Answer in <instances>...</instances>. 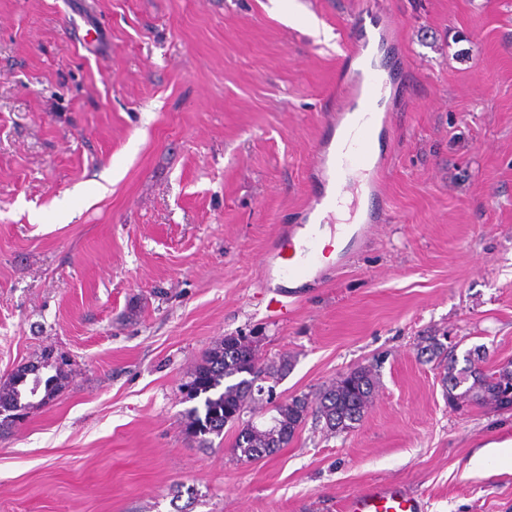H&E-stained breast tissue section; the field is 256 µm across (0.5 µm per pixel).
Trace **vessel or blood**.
<instances>
[{"label":"vessel or blood","instance_id":"b4317fda","mask_svg":"<svg viewBox=\"0 0 512 512\" xmlns=\"http://www.w3.org/2000/svg\"><path fill=\"white\" fill-rule=\"evenodd\" d=\"M380 25L373 17L354 21L349 28V45L336 73V107L326 119L331 133L315 149L312 174L317 185L306 204L300 223L286 227L274 243L261 286L266 293L289 297V286L320 280V237L323 232L340 234L349 245L367 237L372 225L380 223L381 210L368 209L365 222L356 226L337 223L336 203L352 191L350 172L361 169L370 191L380 189L382 172L390 156H376L372 136L376 127L390 126L392 111L383 109L387 80L351 66L352 59L380 37ZM424 505L402 485L386 483L350 495L343 512H423Z\"/></svg>","mask_w":512,"mask_h":512}]
</instances>
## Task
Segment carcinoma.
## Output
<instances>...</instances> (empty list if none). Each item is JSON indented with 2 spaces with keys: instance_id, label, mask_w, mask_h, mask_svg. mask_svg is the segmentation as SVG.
I'll return each mask as SVG.
<instances>
[{
  "instance_id": "obj_1",
  "label": "carcinoma",
  "mask_w": 512,
  "mask_h": 512,
  "mask_svg": "<svg viewBox=\"0 0 512 512\" xmlns=\"http://www.w3.org/2000/svg\"><path fill=\"white\" fill-rule=\"evenodd\" d=\"M421 353L437 358L443 367L441 383L448 405L462 410L477 404L499 411L512 409V361L495 370L472 368L471 361L457 367L448 362V347L436 336L423 337ZM287 367V360L262 363L255 340L248 336H229L214 345L190 373L182 393L187 402L198 404L185 410V431L204 448L211 436H221L224 426L241 420V413L252 403L251 377L265 373L276 376ZM54 374L41 378L45 369ZM65 372L44 359L25 364L0 380V427H9V419L19 412L49 404L57 395ZM378 377L373 366H357L323 384L314 398L307 395L277 404L272 425L260 429L248 422L238 429L234 451L251 460L277 453L288 445L297 430L312 416L329 434L348 433L360 423L370 405Z\"/></svg>"
}]
</instances>
